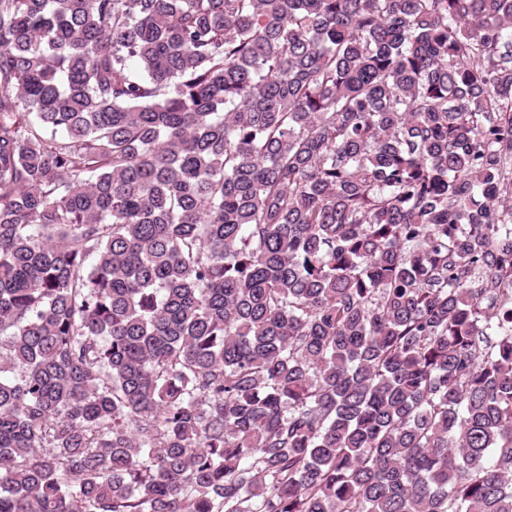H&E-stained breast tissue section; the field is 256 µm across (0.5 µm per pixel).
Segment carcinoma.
Here are the masks:
<instances>
[{
	"label": "carcinoma",
	"mask_w": 512,
	"mask_h": 512,
	"mask_svg": "<svg viewBox=\"0 0 512 512\" xmlns=\"http://www.w3.org/2000/svg\"><path fill=\"white\" fill-rule=\"evenodd\" d=\"M0 512H512V0H0Z\"/></svg>",
	"instance_id": "obj_1"
}]
</instances>
